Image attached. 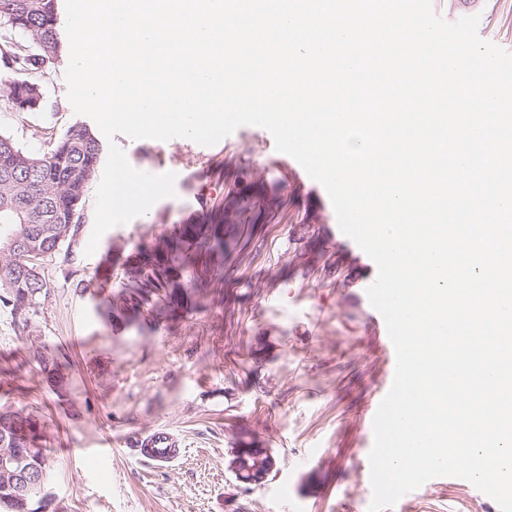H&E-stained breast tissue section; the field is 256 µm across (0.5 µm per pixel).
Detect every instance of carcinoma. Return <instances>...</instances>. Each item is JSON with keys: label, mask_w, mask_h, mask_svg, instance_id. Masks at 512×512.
<instances>
[{"label": "carcinoma", "mask_w": 512, "mask_h": 512, "mask_svg": "<svg viewBox=\"0 0 512 512\" xmlns=\"http://www.w3.org/2000/svg\"><path fill=\"white\" fill-rule=\"evenodd\" d=\"M62 52L56 32V0H0V59L10 69L5 78L6 107L20 111L42 109L46 99V69ZM99 139L88 128L68 131L43 152H30L13 137L0 133V288L8 294L15 322L22 334H31L30 316L47 294L39 261L55 254L74 236L84 218L83 201L100 158ZM22 238L18 250H3L10 236ZM165 254L144 256L143 247L127 254L121 264L122 291L108 307L148 310L161 318L179 309V292L185 286L198 291L213 281L211 258L226 250L224 207L211 209L208 218L194 224H177L162 238ZM34 358L47 381L61 390L66 385L59 358L38 346ZM31 417L21 412L0 414V446L31 448L30 463L48 469L47 457L25 441L23 423Z\"/></svg>", "instance_id": "cac0c4a2"}]
</instances>
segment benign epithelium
Masks as SVG:
<instances>
[{
  "instance_id": "obj_1",
  "label": "benign epithelium",
  "mask_w": 512,
  "mask_h": 512,
  "mask_svg": "<svg viewBox=\"0 0 512 512\" xmlns=\"http://www.w3.org/2000/svg\"><path fill=\"white\" fill-rule=\"evenodd\" d=\"M22 449L0 448V481L12 491L13 500L30 512H51L56 499L45 488V472L37 473L22 467ZM251 442L239 437L231 451L229 470L238 483L253 485L264 481L277 466L272 453L250 461Z\"/></svg>"
}]
</instances>
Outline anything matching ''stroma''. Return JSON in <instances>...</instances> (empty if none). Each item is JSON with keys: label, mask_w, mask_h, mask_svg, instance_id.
<instances>
[{"label": "stroma", "mask_w": 512, "mask_h": 512, "mask_svg": "<svg viewBox=\"0 0 512 512\" xmlns=\"http://www.w3.org/2000/svg\"><path fill=\"white\" fill-rule=\"evenodd\" d=\"M457 16L479 15L478 35L512 50V0H476ZM67 55L49 66V103L22 117L0 105V132L46 151L67 131L94 127L67 99ZM131 166L176 175L173 197L109 229L92 256L101 174L91 178L84 221L69 245L41 264L48 293L19 334L0 302V404L37 419L59 512H368L363 476L372 442L366 413L386 379L390 358L365 299L375 263L342 237L324 187L272 177L282 158L270 133L244 125L212 146L189 139L128 140L115 135ZM276 182L275 221L250 214L224 225L240 236L241 265L216 254L217 287L206 299L183 290L181 308L158 321L131 318L102 303L121 291L118 258L198 221L231 187L267 198ZM55 352L67 385L55 390L33 357ZM261 358H247L250 349ZM181 434L186 449L173 466L144 464L137 438L156 430ZM251 433L277 468L259 485L228 469L235 434ZM110 441L109 457L98 450ZM383 512H499L466 480L434 478Z\"/></svg>", "instance_id": "35a3bbf8"}]
</instances>
